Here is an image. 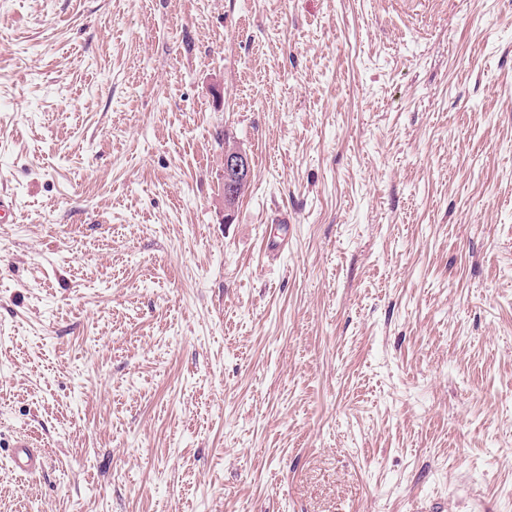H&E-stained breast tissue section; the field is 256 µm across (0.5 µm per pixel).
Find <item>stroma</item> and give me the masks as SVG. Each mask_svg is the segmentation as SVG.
Instances as JSON below:
<instances>
[{
    "mask_svg": "<svg viewBox=\"0 0 512 512\" xmlns=\"http://www.w3.org/2000/svg\"><path fill=\"white\" fill-rule=\"evenodd\" d=\"M0 193V512H512V0H0ZM250 169L251 160L246 152L236 148L225 150L224 205L226 208H232L237 200L238 194L241 195L243 193L246 184L243 186H241V184L249 179ZM11 456L14 468L22 473L43 469L46 465L43 453L21 437L16 438Z\"/></svg>",
    "mask_w": 512,
    "mask_h": 512,
    "instance_id": "35a3bbf8",
    "label": "stroma"
}]
</instances>
